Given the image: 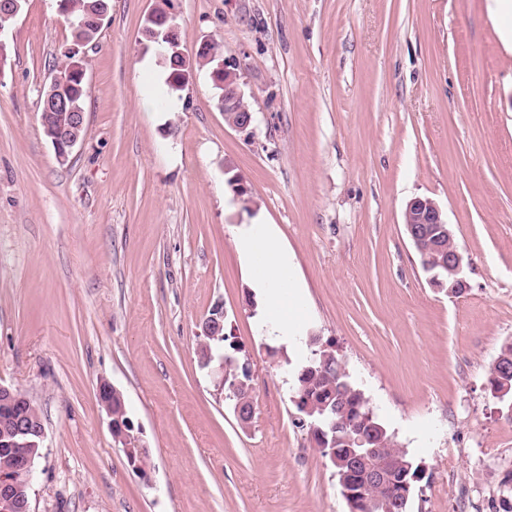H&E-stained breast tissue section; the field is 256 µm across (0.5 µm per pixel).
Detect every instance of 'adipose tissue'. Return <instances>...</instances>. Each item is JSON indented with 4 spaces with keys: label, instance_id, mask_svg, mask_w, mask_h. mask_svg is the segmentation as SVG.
Here are the masks:
<instances>
[{
    "label": "adipose tissue",
    "instance_id": "obj_1",
    "mask_svg": "<svg viewBox=\"0 0 512 512\" xmlns=\"http://www.w3.org/2000/svg\"><path fill=\"white\" fill-rule=\"evenodd\" d=\"M237 250L246 257L262 258L263 266L254 275L255 283L264 299L265 311L260 321L271 331L287 334L290 329L288 312L289 261L277 244L270 228L255 224L236 241Z\"/></svg>",
    "mask_w": 512,
    "mask_h": 512
}]
</instances>
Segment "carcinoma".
Instances as JSON below:
<instances>
[{
    "label": "carcinoma",
    "instance_id": "carcinoma-1",
    "mask_svg": "<svg viewBox=\"0 0 512 512\" xmlns=\"http://www.w3.org/2000/svg\"><path fill=\"white\" fill-rule=\"evenodd\" d=\"M80 7L68 18L74 44L88 39L99 29L96 15L98 0H78ZM168 89L179 91L187 85L182 62L166 60ZM500 355L502 363L490 368L489 383L497 391L509 386L512 396V344L505 346ZM310 367L304 377L297 379V398L300 403H312L322 409L310 422L316 425L313 439L325 456L335 453L356 473L357 486L365 489L373 506L368 512H409L414 495L423 479V468L394 440L385 424L370 408L369 400L360 387L345 371L334 350L316 349L306 360ZM250 386L251 374L237 357L224 352V394L230 393L234 381ZM392 459L393 468L384 484L366 485L367 469L387 465ZM498 499L504 512H512V473L502 480Z\"/></svg>",
    "mask_w": 512,
    "mask_h": 512
}]
</instances>
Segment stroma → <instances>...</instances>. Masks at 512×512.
<instances>
[{"mask_svg": "<svg viewBox=\"0 0 512 512\" xmlns=\"http://www.w3.org/2000/svg\"><path fill=\"white\" fill-rule=\"evenodd\" d=\"M158 0H112L87 49L82 142L59 163L39 119L66 62L57 0H27L0 62V384L38 408L32 512H348L296 407L331 346L425 469L410 512H493L512 409L489 368L512 343V15L494 0H170L188 61L235 64L250 128L207 69L166 88L143 30ZM240 179L250 204L229 181ZM444 210L464 294L434 286L406 234ZM272 225L299 287L288 337L263 331L235 240ZM252 374L241 426L202 366L215 305ZM124 397L148 477L97 399Z\"/></svg>", "mask_w": 512, "mask_h": 512, "instance_id": "1", "label": "stroma"}]
</instances>
